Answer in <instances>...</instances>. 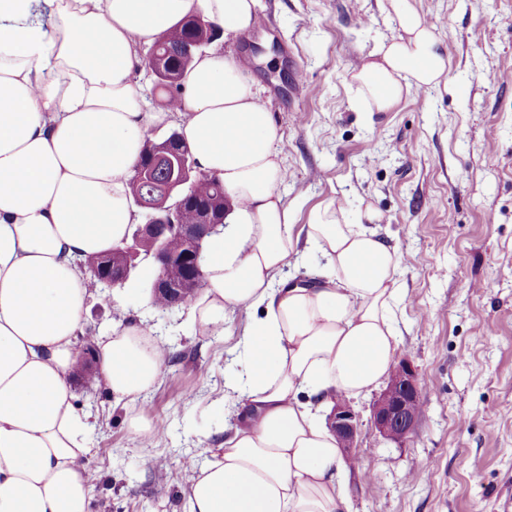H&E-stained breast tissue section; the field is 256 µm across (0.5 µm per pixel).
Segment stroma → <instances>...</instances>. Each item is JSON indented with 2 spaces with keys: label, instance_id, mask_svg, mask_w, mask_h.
I'll list each match as a JSON object with an SVG mask.
<instances>
[{
  "label": "stroma",
  "instance_id": "obj_1",
  "mask_svg": "<svg viewBox=\"0 0 512 512\" xmlns=\"http://www.w3.org/2000/svg\"><path fill=\"white\" fill-rule=\"evenodd\" d=\"M412 3L452 70L446 85L412 89L389 112L357 109L351 80L401 33L389 0H256L252 28L212 47L242 64L279 128L278 191L296 224L331 201L370 208L400 255L396 355L413 363L422 412L391 442L371 423L379 390L352 399L361 430L346 456L350 512H512V0ZM257 43L278 51L255 55ZM298 74L306 90L296 100ZM148 293L91 305L85 318L99 333L147 323L167 348L160 384L127 404L70 375L93 424L82 461L97 474L90 512H188L185 472L236 421L224 377L246 311H226L223 335L202 336L185 307L156 310ZM138 413L165 423V437L130 430ZM161 482L167 494L154 497Z\"/></svg>",
  "mask_w": 512,
  "mask_h": 512
}]
</instances>
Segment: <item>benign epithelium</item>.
I'll list each match as a JSON object with an SVG mask.
<instances>
[{
    "label": "benign epithelium",
    "instance_id": "7a95c632",
    "mask_svg": "<svg viewBox=\"0 0 512 512\" xmlns=\"http://www.w3.org/2000/svg\"><path fill=\"white\" fill-rule=\"evenodd\" d=\"M195 28L198 44L208 45L223 34V30L212 25L202 16H197ZM176 140L171 135L163 142L146 140L145 154L150 156L153 165L137 164V179L142 182L153 180V168L169 171L162 185V197L155 199L150 195L134 197L135 205L140 209H150L149 220L136 225L134 245L119 250L112 261V285L124 283L136 272L139 253L136 244L142 240L152 243L151 254L158 264L159 273L149 284L151 299L163 295L170 304L182 302V295L188 290L203 286L204 275L199 265L202 245L207 238L215 234L222 226L223 219L215 218L210 211L202 213L195 224H182L179 213L187 200L184 188L189 182L203 176L196 170L194 161L187 152L170 156L169 143ZM172 234L180 238L187 248V259L191 261L186 276L180 280L169 279L166 270L171 258L164 247V238ZM421 388L411 362L407 358L399 361L392 370L386 389L376 401L373 410V424L387 440L400 442L411 434L417 425L419 414L416 408L420 403ZM328 427L336 434L341 447L350 449L358 436L359 422L357 414L349 402L338 399L328 416Z\"/></svg>",
    "mask_w": 512,
    "mask_h": 512
}]
</instances>
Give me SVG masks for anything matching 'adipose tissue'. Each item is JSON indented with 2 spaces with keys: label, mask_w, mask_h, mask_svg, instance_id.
Wrapping results in <instances>:
<instances>
[{
  "label": "adipose tissue",
  "mask_w": 512,
  "mask_h": 512,
  "mask_svg": "<svg viewBox=\"0 0 512 512\" xmlns=\"http://www.w3.org/2000/svg\"><path fill=\"white\" fill-rule=\"evenodd\" d=\"M53 29L31 23L37 4ZM256 0H0V512H88L80 463L91 424L68 373L93 298L84 267L140 217L130 180L149 131L180 118L197 168L230 201L207 242L188 321L220 333L228 309L259 311L237 341L224 397L242 404L222 446L187 479L189 512H349L343 451L321 412L387 376L400 302L394 247L328 202L295 226L267 107L234 58L198 54L180 113L146 109L132 76L139 42L200 14L225 34ZM402 33L357 67V105L390 111L412 88L447 83L451 63L411 0H390ZM325 261L317 286L279 281L291 257ZM166 353L128 322L96 336L95 379L115 403L161 380Z\"/></svg>",
  "instance_id": "obj_1"
}]
</instances>
